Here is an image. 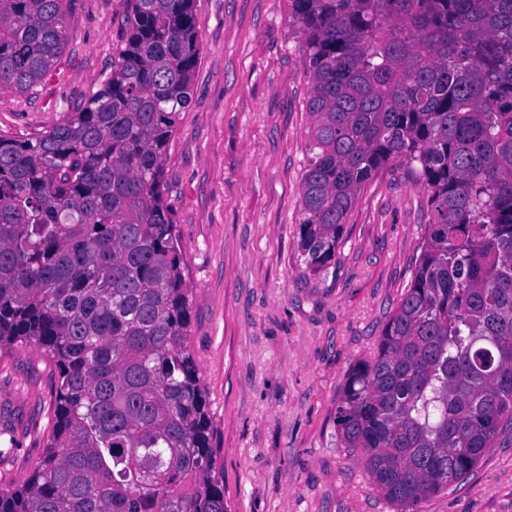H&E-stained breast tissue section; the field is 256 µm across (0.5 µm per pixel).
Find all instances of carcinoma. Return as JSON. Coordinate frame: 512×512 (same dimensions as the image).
Returning a JSON list of instances; mask_svg holds the SVG:
<instances>
[{"mask_svg": "<svg viewBox=\"0 0 512 512\" xmlns=\"http://www.w3.org/2000/svg\"><path fill=\"white\" fill-rule=\"evenodd\" d=\"M73 0H0V91L66 50ZM112 70L35 138L0 134V349L58 369L52 433L0 512H226L163 164L191 103L193 0H123ZM309 82L298 248L320 273L357 194L416 166L412 280L336 407L400 512L512 428V0H290Z\"/></svg>", "mask_w": 512, "mask_h": 512, "instance_id": "carcinoma-1", "label": "carcinoma"}]
</instances>
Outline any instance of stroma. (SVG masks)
Instances as JSON below:
<instances>
[{"instance_id":"obj_1","label":"stroma","mask_w":512,"mask_h":512,"mask_svg":"<svg viewBox=\"0 0 512 512\" xmlns=\"http://www.w3.org/2000/svg\"><path fill=\"white\" fill-rule=\"evenodd\" d=\"M289 0H194L200 54L169 143L167 202L191 292L190 342L207 394L227 512H397L336 406L411 281L430 220L405 164L358 194L327 272L297 246L310 117ZM122 0H76L56 71L0 94V133L49 130L112 69ZM57 369L43 349L0 350V484L20 482L54 422ZM416 512H512V430L462 483Z\"/></svg>"}]
</instances>
